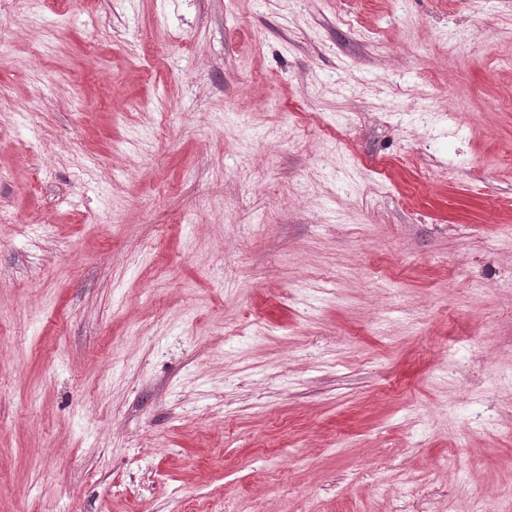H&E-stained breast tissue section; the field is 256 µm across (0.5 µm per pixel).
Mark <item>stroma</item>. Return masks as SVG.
I'll return each mask as SVG.
<instances>
[{"label": "stroma", "instance_id": "35a3bbf8", "mask_svg": "<svg viewBox=\"0 0 512 512\" xmlns=\"http://www.w3.org/2000/svg\"><path fill=\"white\" fill-rule=\"evenodd\" d=\"M0 214V512H512V0H7Z\"/></svg>", "mask_w": 512, "mask_h": 512}]
</instances>
